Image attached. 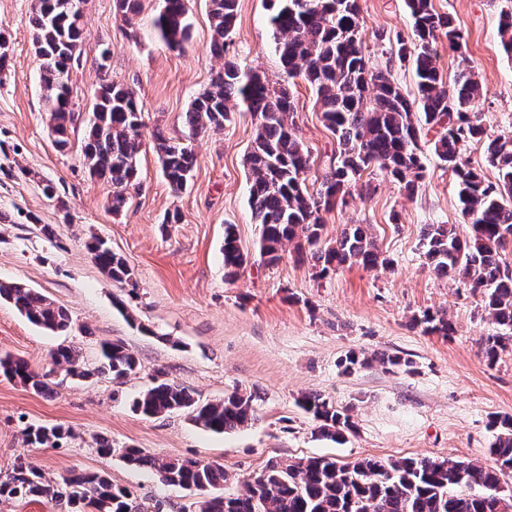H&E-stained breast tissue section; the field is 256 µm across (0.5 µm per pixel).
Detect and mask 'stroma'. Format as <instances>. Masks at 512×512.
Instances as JSON below:
<instances>
[{"label":"stroma","instance_id":"obj_1","mask_svg":"<svg viewBox=\"0 0 512 512\" xmlns=\"http://www.w3.org/2000/svg\"><path fill=\"white\" fill-rule=\"evenodd\" d=\"M512 0H433L463 35L462 51L436 43L446 80L460 59L478 72L482 95L477 113L488 137L512 131V59L501 49L498 17ZM34 0H0V29L10 35L9 68L0 73V281L20 282L68 308L75 330L67 341L87 363L101 342L123 343L137 369L115 380L96 375L74 380L52 368L58 337L33 326L0 303V353L26 360L56 383L43 396L0 377V472L22 457L56 481L71 470L106 474L128 487L143 512H191L194 492L163 484L158 476L129 467L123 448L177 458H205L223 465L222 493L236 495L242 482L268 460L284 463L322 456L338 463L360 458L434 456L492 464L493 418L512 417V348L488 364L481 340L493 325L481 317V297L436 278L419 249L425 225H467L454 178L425 134L426 172L414 197L379 171L367 174L369 189H355L346 206L326 214L325 241L345 225L366 224L392 261L390 270L354 265L321 279L312 261L285 254L274 266L261 262L260 227L248 204L245 155L254 136L251 113H236L223 129L189 134L183 113L206 88L221 61L211 57L208 0H187L190 38L171 49L152 25L162 0H141L134 24L116 17L113 0H85L82 62L74 75L77 109L90 117L99 76V48L112 47L108 74L133 87L144 105L146 131L163 129L189 144L197 164L188 187L174 192L151 143L140 154L139 185L125 208H110L112 186L91 176L80 152L81 133L59 150L49 129L39 87L29 15ZM365 29L364 53L375 68H390L407 94L416 86L411 62L395 55L398 36H410L404 0H358ZM226 58L278 81L281 75L268 23L267 0H238L237 24ZM296 133L309 148L312 174L328 166L336 140L322 122L316 97L304 81L293 88ZM54 196H45L42 181ZM179 212L175 224L164 223ZM53 224L54 239L40 228ZM235 225L249 263L236 279L224 276V227ZM108 241L133 271L135 291L113 282L87 244ZM125 300L119 312L115 299ZM430 310L453 323L451 336L423 333L412 316ZM371 364L345 371L346 353ZM413 362L410 370L374 362L378 353ZM204 400L234 389L257 395V417L235 431L202 430L187 412L156 418L135 414L130 403L157 373ZM318 392L336 408L350 409L355 427L345 442L321 437L313 418L297 404ZM61 424L71 436L58 448H36L26 426ZM116 454L101 455L99 439Z\"/></svg>","mask_w":512,"mask_h":512}]
</instances>
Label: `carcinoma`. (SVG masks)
<instances>
[{
	"instance_id": "cac0c4a2",
	"label": "carcinoma",
	"mask_w": 512,
	"mask_h": 512,
	"mask_svg": "<svg viewBox=\"0 0 512 512\" xmlns=\"http://www.w3.org/2000/svg\"><path fill=\"white\" fill-rule=\"evenodd\" d=\"M404 3L413 19V41L409 46L400 43L398 58L409 57L413 62L417 80L413 98L390 70L368 67L358 0H268L283 80L299 78L310 86L324 126L336 138V152L317 177L316 190L307 184L311 155L296 135L293 96L286 85L224 59L226 40L237 20V0H209V51L224 64L214 72L210 85L193 98L184 123L198 135L223 128L241 109L253 115L256 129L245 164L249 207L261 226L260 256L266 264L275 265L291 245L296 259L311 255L320 277L352 265L390 266L363 224H347L334 242L322 241L324 215L346 205L364 173L374 168L414 194L424 170L422 130L435 131L434 151L454 177L468 233L461 235L447 224H427L421 247L436 277L450 278L481 294V308L496 327L482 340V352L492 365L500 352L512 346V265L502 257L506 244H512V137L484 140L486 130L474 113L481 86L466 59L460 60L454 83L449 86L444 81L435 44L442 36L450 44L463 40L454 20L437 13L432 0ZM75 11L74 0H35L29 17L40 59V88L51 131L62 150L80 118L70 102L84 43L83 17ZM153 27L169 48H182L190 36L185 0H164ZM498 29L501 48L512 58L511 11L501 12ZM142 115L143 105L133 88L101 79L81 152L89 174L111 182L115 213L137 187ZM151 137L169 185L183 190L194 171V152L160 128ZM483 140L487 161L498 171L494 182L462 161L465 146ZM90 250L112 281L131 282L127 261L112 252L107 241L94 239ZM223 254L227 278L236 277L248 263L233 224L225 225ZM1 301L52 334L63 335L72 327L64 306L25 284L0 281ZM412 321L426 334L454 332L445 316L428 310ZM101 356V365L90 370L76 348L61 344L52 362L77 379L105 371L121 379L137 368L134 354L121 343L103 344ZM0 373L37 393L54 391L50 373L34 371L23 359L1 357ZM255 401L253 393L234 391L220 400L202 402L159 373L134 399L132 409L145 417L183 410L200 428L224 434L255 417ZM298 403L324 437L338 441L353 430L349 410L336 409L317 392L302 395ZM491 427L496 430L490 448L493 466L427 456L365 458L349 464L311 457L293 464H267L232 497L212 494L228 479L216 462L152 455L141 448L124 449L122 458L130 466L156 473L169 486L199 492L194 512H498L500 478L512 473V418H495ZM68 437L70 431L61 425L25 428L26 441L35 447L54 448ZM30 497L63 502L68 512L138 509L128 488L112 484L101 473L70 471L51 482L35 465L17 459L0 477V498Z\"/></svg>"
}]
</instances>
